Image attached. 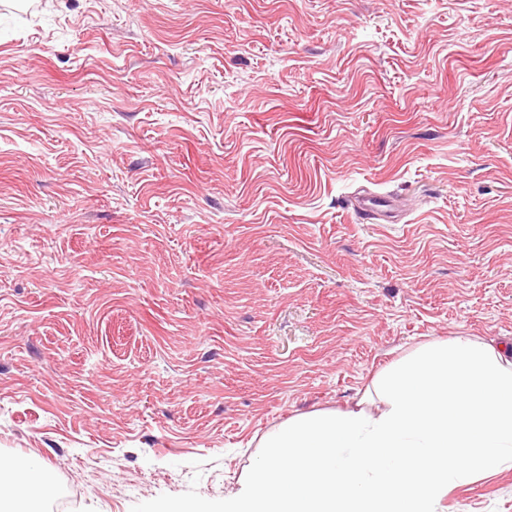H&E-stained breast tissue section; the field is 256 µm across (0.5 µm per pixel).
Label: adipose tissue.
<instances>
[{"instance_id": "adipose-tissue-1", "label": "adipose tissue", "mask_w": 512, "mask_h": 512, "mask_svg": "<svg viewBox=\"0 0 512 512\" xmlns=\"http://www.w3.org/2000/svg\"><path fill=\"white\" fill-rule=\"evenodd\" d=\"M56 479L54 469L35 466L30 458L0 460V512L36 502L38 493L54 487Z\"/></svg>"}]
</instances>
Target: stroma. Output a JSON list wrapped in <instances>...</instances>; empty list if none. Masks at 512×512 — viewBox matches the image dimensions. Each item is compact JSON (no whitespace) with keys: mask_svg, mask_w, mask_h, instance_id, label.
<instances>
[{"mask_svg":"<svg viewBox=\"0 0 512 512\" xmlns=\"http://www.w3.org/2000/svg\"><path fill=\"white\" fill-rule=\"evenodd\" d=\"M457 336L512 345V0L0 5V456L41 512L223 498ZM352 205L358 213H363L369 218L386 219L394 217V215H390L391 204L383 197L372 193L358 195ZM56 472L48 466H35L28 457L3 458L0 462V511L33 512L17 510L14 506L37 502L38 492L53 488Z\"/></svg>","mask_w":512,"mask_h":512,"instance_id":"35a3bbf8","label":"stroma"}]
</instances>
